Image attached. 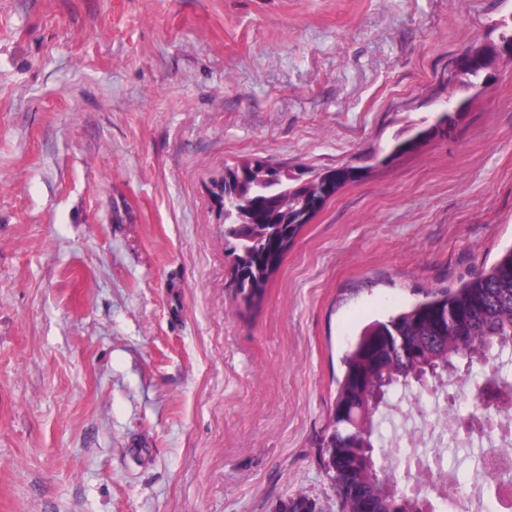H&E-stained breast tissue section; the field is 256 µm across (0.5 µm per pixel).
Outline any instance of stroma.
Returning <instances> with one entry per match:
<instances>
[{"instance_id":"obj_1","label":"stroma","mask_w":512,"mask_h":512,"mask_svg":"<svg viewBox=\"0 0 512 512\" xmlns=\"http://www.w3.org/2000/svg\"><path fill=\"white\" fill-rule=\"evenodd\" d=\"M512 0H0V512H341L320 446L362 327L512 247V65L369 170L262 302L213 183L357 164Z\"/></svg>"}]
</instances>
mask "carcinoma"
I'll return each mask as SVG.
<instances>
[{
    "label": "carcinoma",
    "instance_id": "carcinoma-1",
    "mask_svg": "<svg viewBox=\"0 0 512 512\" xmlns=\"http://www.w3.org/2000/svg\"><path fill=\"white\" fill-rule=\"evenodd\" d=\"M454 119L443 112L436 123L414 128L420 139L445 135ZM379 153L366 157L378 164L412 150L406 137L397 135ZM370 166L336 167V188L347 185L346 171L359 175ZM321 188L280 173L261 180H246L242 199L251 205V222L241 223L243 205L231 199L224 206V243L237 261L234 286L246 303L260 302L271 277L293 247L302 225L285 210H298ZM404 341L402 351H388L389 342ZM512 347V248L489 269L457 288L433 292L426 299L384 321L364 327L344 359L345 371L331 410L329 432L320 443L326 467L343 512H359L364 502L372 512H417L418 499L385 477L384 460L406 459L401 442L383 433L390 394L414 391L418 413L427 415L432 389L452 391L453 404L443 403L450 429L440 440L453 444L469 435L457 402L469 397L459 379L474 363L485 362Z\"/></svg>",
    "mask_w": 512,
    "mask_h": 512
}]
</instances>
